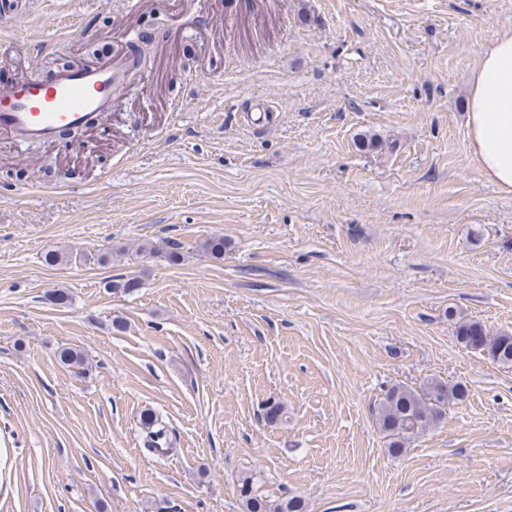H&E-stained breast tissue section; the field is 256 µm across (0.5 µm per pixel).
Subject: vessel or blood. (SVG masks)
Listing matches in <instances>:
<instances>
[{
	"mask_svg": "<svg viewBox=\"0 0 512 512\" xmlns=\"http://www.w3.org/2000/svg\"><path fill=\"white\" fill-rule=\"evenodd\" d=\"M135 64L129 57L120 66L108 59L58 71L49 79L34 70L22 74L0 87V132L21 142L51 143L65 128L107 118L113 97L124 89Z\"/></svg>",
	"mask_w": 512,
	"mask_h": 512,
	"instance_id": "vessel-or-blood-1",
	"label": "vessel or blood"
}]
</instances>
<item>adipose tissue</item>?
<instances>
[{"label":"adipose tissue","instance_id":"adipose-tissue-1","mask_svg":"<svg viewBox=\"0 0 512 512\" xmlns=\"http://www.w3.org/2000/svg\"><path fill=\"white\" fill-rule=\"evenodd\" d=\"M467 125L481 175L512 196V31L492 41L469 75Z\"/></svg>","mask_w":512,"mask_h":512}]
</instances>
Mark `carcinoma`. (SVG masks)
I'll return each instance as SVG.
<instances>
[{
	"label": "carcinoma",
	"instance_id": "obj_1",
	"mask_svg": "<svg viewBox=\"0 0 512 512\" xmlns=\"http://www.w3.org/2000/svg\"><path fill=\"white\" fill-rule=\"evenodd\" d=\"M456 339L466 349L486 355L491 361L512 366V333L489 334L478 321H464L456 327ZM467 386L431 381L415 390L394 385L388 388L374 407L376 422L391 437L389 449L398 454L408 442L445 415V408L452 402H463L468 397ZM158 416L147 410L142 415L146 431L145 444L158 449L164 431L158 427ZM241 496L245 512H304V503L292 498L284 503L271 504L253 492L251 480H243Z\"/></svg>",
	"mask_w": 512,
	"mask_h": 512
}]
</instances>
